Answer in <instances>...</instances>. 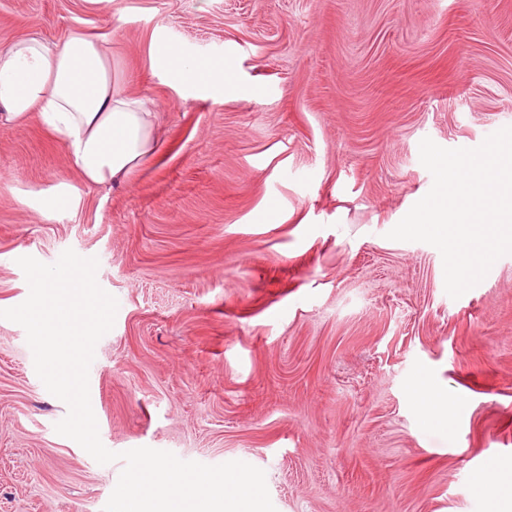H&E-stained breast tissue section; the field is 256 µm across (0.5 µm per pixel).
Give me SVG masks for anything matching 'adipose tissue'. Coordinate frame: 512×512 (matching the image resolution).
Returning a JSON list of instances; mask_svg holds the SVG:
<instances>
[{
	"instance_id": "obj_1",
	"label": "adipose tissue",
	"mask_w": 512,
	"mask_h": 512,
	"mask_svg": "<svg viewBox=\"0 0 512 512\" xmlns=\"http://www.w3.org/2000/svg\"><path fill=\"white\" fill-rule=\"evenodd\" d=\"M164 65L180 82L213 88L223 97L234 72L217 59L190 60L172 50ZM37 118L62 145L90 188L127 183L162 144L156 117L112 79V56L103 40L80 32L50 43L15 39L0 48V128ZM428 424L450 428L460 405L419 372L413 383Z\"/></svg>"
}]
</instances>
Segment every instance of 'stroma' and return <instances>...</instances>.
Listing matches in <instances>:
<instances>
[{
  "instance_id": "stroma-1",
  "label": "stroma",
  "mask_w": 512,
  "mask_h": 512,
  "mask_svg": "<svg viewBox=\"0 0 512 512\" xmlns=\"http://www.w3.org/2000/svg\"><path fill=\"white\" fill-rule=\"evenodd\" d=\"M73 32L108 42L164 147L89 189L39 121L0 130V309L28 296L18 258H97L103 445L249 463L276 512H488L475 476L512 471V254L454 299L434 246L386 234L432 186L423 138L512 126V0H0V46ZM170 47L238 90L178 82ZM63 183L72 206L39 211ZM420 370L464 403L451 430L425 425ZM66 413L0 319V512H102L123 464L56 433Z\"/></svg>"
}]
</instances>
